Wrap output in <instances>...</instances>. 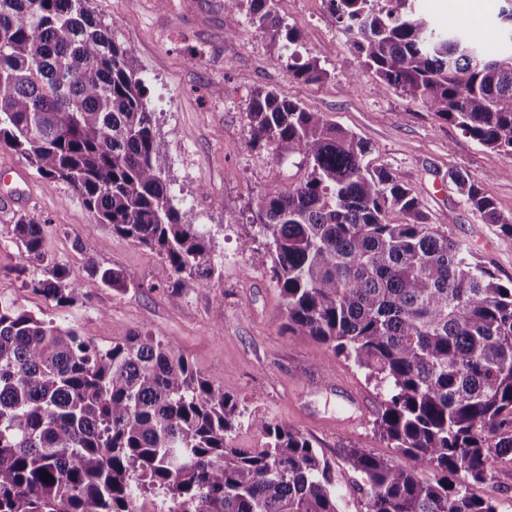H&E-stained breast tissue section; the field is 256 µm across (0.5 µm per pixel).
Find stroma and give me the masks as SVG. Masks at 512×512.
<instances>
[{
  "label": "stroma",
  "mask_w": 512,
  "mask_h": 512,
  "mask_svg": "<svg viewBox=\"0 0 512 512\" xmlns=\"http://www.w3.org/2000/svg\"><path fill=\"white\" fill-rule=\"evenodd\" d=\"M504 0H414L434 27L467 32L498 26ZM92 15L115 23L168 146L163 162L186 219L207 231L215 263L213 284L182 297L160 286L158 255L115 235L64 181L38 173L24 156L0 147V298L50 318L51 302L32 280L43 268L24 259L14 235L19 217L44 225L47 259L64 265L83 299L66 324L99 347L135 332L176 341L193 367L259 413L300 432L331 461L346 512H362L359 479L345 461L356 446L382 457L394 451L372 422L380 398L363 370L307 336L285 331L284 301L262 254L242 249L255 228L248 206L271 184L289 190L307 174L301 158L272 162L251 148L248 107L253 92L275 90L307 111L325 113L357 134L370 166L391 171L417 197L431 223L443 224L473 261L498 282L512 283V237L484 223L451 180L461 173L484 186L499 212L512 219V156L470 138L418 102L364 72L326 0H275L278 15L299 35L303 59H318L326 78L288 76L267 31L224 0H88ZM117 272L122 288L104 287L94 268ZM468 484V483H467ZM471 495L512 512V463L495 477L469 483Z\"/></svg>",
  "instance_id": "1"
}]
</instances>
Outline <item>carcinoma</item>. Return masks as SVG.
I'll list each match as a JSON object with an SVG mask.
<instances>
[{"label":"carcinoma","mask_w":512,"mask_h":512,"mask_svg":"<svg viewBox=\"0 0 512 512\" xmlns=\"http://www.w3.org/2000/svg\"><path fill=\"white\" fill-rule=\"evenodd\" d=\"M87 2L0 0V146L68 183L112 233L155 252L174 295L207 288L210 240L175 206L142 80ZM273 2L224 0V9L248 5L249 23L288 53V74L321 80L326 71L300 62L298 34ZM328 2L382 89L512 156V51L487 59L486 32H440L409 0ZM505 2L497 32L512 44ZM248 118L252 146L276 162L300 157L308 172L288 193L260 194L249 208L258 237L243 248L257 243L269 258L286 327L375 382L374 431L414 462L345 449L365 512H497L448 475L485 483L496 461L512 458V286L473 263L324 113L260 89ZM453 181L485 223L512 236L480 183ZM393 211L405 221L391 222ZM14 234L25 259L45 262L43 225L21 217ZM31 286L59 315L82 299L59 264ZM243 416L171 339L137 333L100 348L0 300V512H139L147 492L167 512H345L332 464L301 433L251 414L267 443L231 446ZM427 470L442 477L426 480Z\"/></svg>","instance_id":"1"}]
</instances>
